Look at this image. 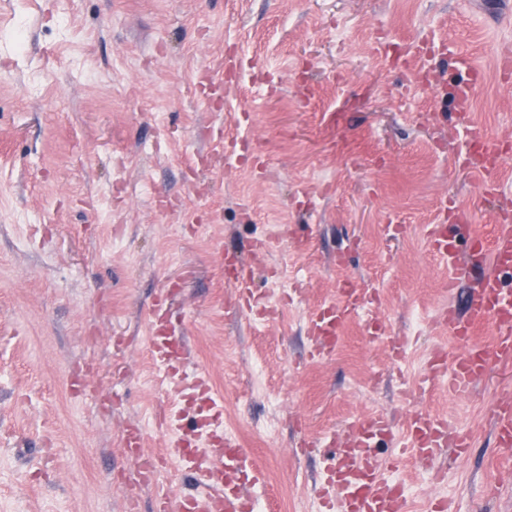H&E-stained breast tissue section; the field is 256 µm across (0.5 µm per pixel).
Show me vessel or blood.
Wrapping results in <instances>:
<instances>
[{"label":"vessel or blood","instance_id":"1","mask_svg":"<svg viewBox=\"0 0 512 512\" xmlns=\"http://www.w3.org/2000/svg\"><path fill=\"white\" fill-rule=\"evenodd\" d=\"M436 253L457 260L459 251L478 257L484 272L471 289L464 318L448 321V331L463 346L455 359L434 353L423 374V391L447 380L448 395L464 399L471 395L493 369L512 366V289L501 277L512 266V226L496 225L485 233L470 225L442 229L432 238ZM366 305V295L355 288L342 291L340 304L313 313L310 321V354L316 358L334 355L348 319ZM491 330L484 340L482 330ZM149 344L159 364L172 375L190 377L202 402L196 434L179 437L174 457L203 486L200 495L162 494L163 512H252L250 486L261 483L263 475L254 458L233 437L219 430L220 406L200 375H187L184 345L166 335L159 324L150 328ZM497 447L512 449V395H502L491 409ZM401 445L411 459L434 462L443 450L454 458L468 455L471 442L462 432H451L447 420L418 409L410 413L403 432H395L382 415L362 416L330 441L336 460L323 475L322 502L327 512H406L407 502L385 480L377 451L384 440Z\"/></svg>","mask_w":512,"mask_h":512}]
</instances>
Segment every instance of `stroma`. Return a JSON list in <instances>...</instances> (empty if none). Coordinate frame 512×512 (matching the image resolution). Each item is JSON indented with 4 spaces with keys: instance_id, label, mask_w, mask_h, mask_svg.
I'll list each match as a JSON object with an SVG mask.
<instances>
[{
    "instance_id": "obj_1",
    "label": "stroma",
    "mask_w": 512,
    "mask_h": 512,
    "mask_svg": "<svg viewBox=\"0 0 512 512\" xmlns=\"http://www.w3.org/2000/svg\"><path fill=\"white\" fill-rule=\"evenodd\" d=\"M512 0H0V512H155L194 486L155 421L177 395L153 359L156 294L221 421L266 472L265 512H320L325 457L294 455L351 417L427 409L467 431L440 484L404 461L409 512H512L494 445L498 370L473 396L407 394L433 346L463 345L473 283L448 285L428 230L512 225ZM467 83L455 112L442 84ZM501 154L492 171L470 132ZM268 243L252 316L224 257ZM287 283L275 314L267 297ZM360 288L334 358L307 317ZM375 323L383 343L364 340ZM408 344L391 358L388 339ZM157 486L134 487L128 427Z\"/></svg>"
}]
</instances>
